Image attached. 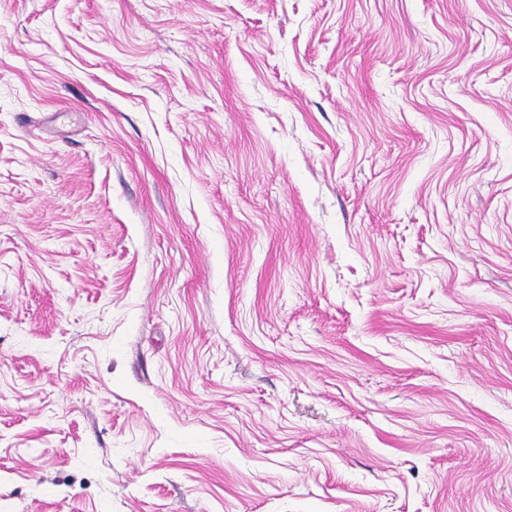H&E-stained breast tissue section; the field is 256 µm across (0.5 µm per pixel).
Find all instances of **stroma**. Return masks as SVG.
Segmentation results:
<instances>
[{"label": "stroma", "mask_w": 512, "mask_h": 512, "mask_svg": "<svg viewBox=\"0 0 512 512\" xmlns=\"http://www.w3.org/2000/svg\"><path fill=\"white\" fill-rule=\"evenodd\" d=\"M0 512H512V0H0Z\"/></svg>", "instance_id": "obj_1"}]
</instances>
